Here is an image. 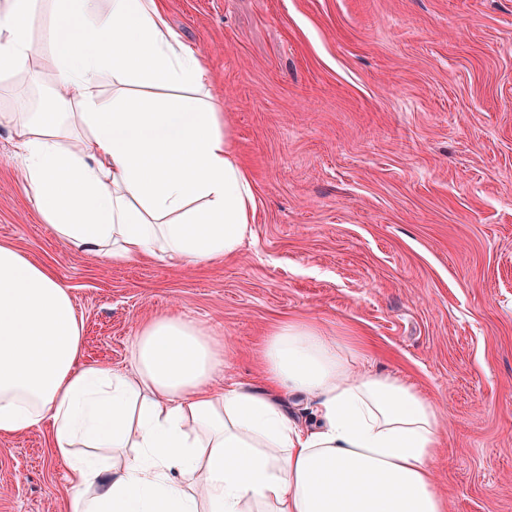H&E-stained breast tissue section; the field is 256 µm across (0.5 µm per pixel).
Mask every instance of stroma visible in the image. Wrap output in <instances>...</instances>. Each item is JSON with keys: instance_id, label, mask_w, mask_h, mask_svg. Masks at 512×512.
Listing matches in <instances>:
<instances>
[{"instance_id": "35a3bbf8", "label": "stroma", "mask_w": 512, "mask_h": 512, "mask_svg": "<svg viewBox=\"0 0 512 512\" xmlns=\"http://www.w3.org/2000/svg\"><path fill=\"white\" fill-rule=\"evenodd\" d=\"M205 59L253 181V237L204 265L63 248L0 124V243L82 317L81 361L131 367L149 318L224 345L259 386L277 325L310 321L443 414L448 512H512V0H164ZM49 428L0 437V512H69Z\"/></svg>"}]
</instances>
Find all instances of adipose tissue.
Returning <instances> with one entry per match:
<instances>
[{"mask_svg":"<svg viewBox=\"0 0 512 512\" xmlns=\"http://www.w3.org/2000/svg\"><path fill=\"white\" fill-rule=\"evenodd\" d=\"M31 85L53 111L27 104ZM0 99L62 245L197 265L251 237V178L159 0H0ZM82 341L67 288L0 245V436L49 426L72 512H447L439 408L312 323L270 332L260 389H215L223 346L176 315L141 327L127 371L81 364ZM283 390L311 400L312 422Z\"/></svg>","mask_w":512,"mask_h":512,"instance_id":"1","label":"adipose tissue"}]
</instances>
